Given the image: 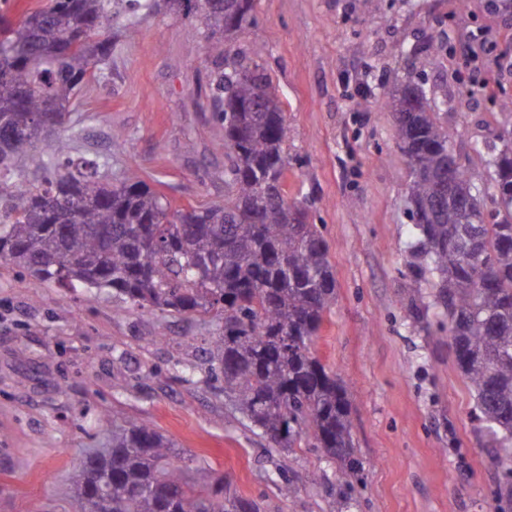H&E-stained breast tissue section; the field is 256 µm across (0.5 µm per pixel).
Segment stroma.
<instances>
[{
  "mask_svg": "<svg viewBox=\"0 0 512 512\" xmlns=\"http://www.w3.org/2000/svg\"><path fill=\"white\" fill-rule=\"evenodd\" d=\"M237 48L255 51L285 106L286 189L307 197L336 278L313 353L346 384L360 468L311 448L269 447L224 397L206 360L216 321L50 287L0 265V512H79L70 482L127 418L211 467L262 512H495L499 472L475 429V393L437 309L405 299L407 173L379 102L386 81L425 80L461 163L493 143L512 101V12L490 0H255ZM471 47L492 91L470 82ZM207 30L161 11L118 19L112 62L71 109L76 153L115 181L142 180L172 209L224 199V130L210 109ZM369 105H361V97ZM297 488L284 496V480Z\"/></svg>",
  "mask_w": 512,
  "mask_h": 512,
  "instance_id": "obj_1",
  "label": "stroma"
}]
</instances>
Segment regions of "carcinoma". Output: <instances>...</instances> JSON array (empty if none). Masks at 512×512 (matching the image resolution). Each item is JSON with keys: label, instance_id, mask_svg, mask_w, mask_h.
Listing matches in <instances>:
<instances>
[{"label": "carcinoma", "instance_id": "1", "mask_svg": "<svg viewBox=\"0 0 512 512\" xmlns=\"http://www.w3.org/2000/svg\"><path fill=\"white\" fill-rule=\"evenodd\" d=\"M200 15L222 40L213 117L224 127V202L173 211L142 182L112 184L95 159L69 158L72 99L112 58L114 22L161 4ZM254 0H51L13 20L0 0V182L20 179L0 211V264L47 284L110 289L123 302L221 320L207 350L224 395L274 448H316L356 470L344 382L311 352L336 279L309 201L288 200L287 125L267 74L227 49L253 24ZM395 115L413 225L410 291L430 289L448 345L475 392L476 431L505 472L512 506V130L475 144L480 165L449 170L453 132L439 101L410 80L382 94ZM58 140L55 155L37 150ZM81 512H261L153 424L126 419L71 483Z\"/></svg>", "mask_w": 512, "mask_h": 512}]
</instances>
